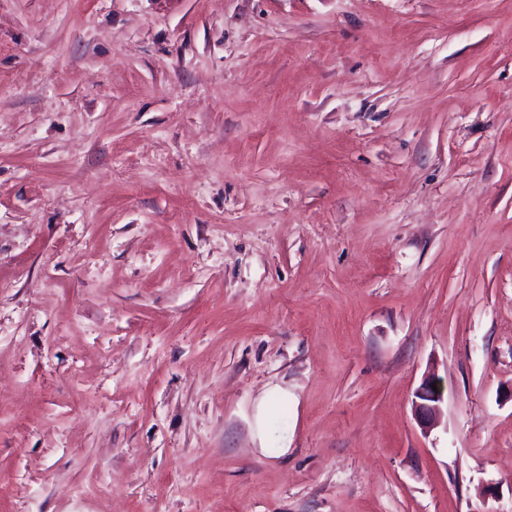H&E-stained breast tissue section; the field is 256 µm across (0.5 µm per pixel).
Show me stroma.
I'll return each mask as SVG.
<instances>
[{
    "label": "stroma",
    "mask_w": 512,
    "mask_h": 512,
    "mask_svg": "<svg viewBox=\"0 0 512 512\" xmlns=\"http://www.w3.org/2000/svg\"><path fill=\"white\" fill-rule=\"evenodd\" d=\"M0 512H512V0H0ZM432 384H435L437 391H434ZM414 413L419 423L426 427L430 425L439 411V403L442 400V388L439 380L434 376L429 377L420 390L416 393Z\"/></svg>",
    "instance_id": "stroma-1"
}]
</instances>
